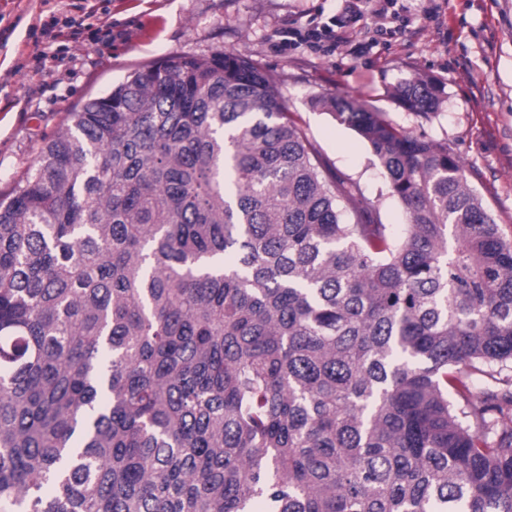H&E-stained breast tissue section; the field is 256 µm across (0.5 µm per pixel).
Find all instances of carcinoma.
Here are the masks:
<instances>
[{"label": "carcinoma", "mask_w": 512, "mask_h": 512, "mask_svg": "<svg viewBox=\"0 0 512 512\" xmlns=\"http://www.w3.org/2000/svg\"><path fill=\"white\" fill-rule=\"evenodd\" d=\"M313 104L403 235L224 51L134 70L0 196V512H512V244L447 147Z\"/></svg>", "instance_id": "obj_1"}]
</instances>
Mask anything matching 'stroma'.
I'll return each mask as SVG.
<instances>
[{"label":"stroma","instance_id":"1","mask_svg":"<svg viewBox=\"0 0 512 512\" xmlns=\"http://www.w3.org/2000/svg\"><path fill=\"white\" fill-rule=\"evenodd\" d=\"M374 4L337 48L281 42L284 30L326 22L339 0H0V193L38 161L67 112L104 96L140 66L217 51L256 60L330 172L360 184L383 223L409 217L389 194L367 144L310 100L352 97L413 134L447 146L467 185L512 242V0H390ZM88 13L112 37L59 42L41 28L62 12ZM395 28L376 33L378 24ZM435 79L443 94L422 116L403 106V81Z\"/></svg>","mask_w":512,"mask_h":512}]
</instances>
